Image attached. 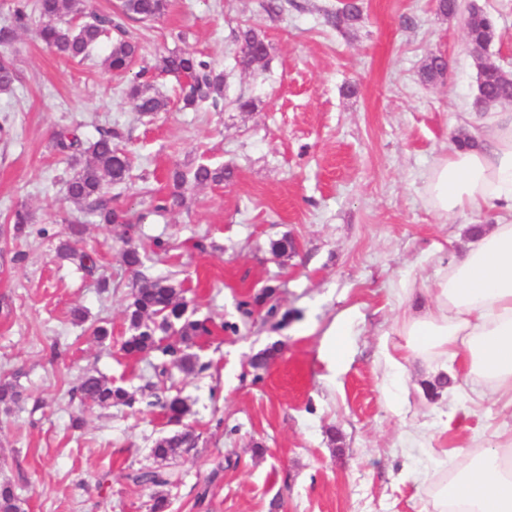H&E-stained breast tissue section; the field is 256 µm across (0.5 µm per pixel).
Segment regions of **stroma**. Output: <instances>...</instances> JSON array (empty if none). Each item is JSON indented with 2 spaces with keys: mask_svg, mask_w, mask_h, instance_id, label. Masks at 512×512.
Masks as SVG:
<instances>
[{
  "mask_svg": "<svg viewBox=\"0 0 512 512\" xmlns=\"http://www.w3.org/2000/svg\"><path fill=\"white\" fill-rule=\"evenodd\" d=\"M358 2L360 20L340 30L324 13L342 0H288L274 19L260 0H169L159 20L128 21L146 59L195 50L223 70L220 112L181 108L179 77L163 74L155 87L168 110L140 115L130 76L67 60L31 31L0 49L18 72L13 93L0 95V381L22 392L0 410V484L14 486L23 512H149L154 488L128 474L160 465L154 443L177 428L197 445L161 464L179 479L163 489L167 512H421L446 451L485 447L512 425V408L464 380L427 392L414 364L390 392L385 360L409 305L402 289L430 287L466 250L469 225L497 220L492 209L437 216L425 176L480 115L479 63L512 71V0H457L451 16L439 0ZM472 4L496 21L479 56L464 29ZM244 25L270 45L247 70L231 40ZM431 53L448 70L426 83ZM241 95L254 111H239ZM67 126L87 143L120 127L131 157L130 180L112 193L138 233L127 242L120 225L90 221L83 237L111 282L105 292L56 254L54 233L72 210L69 161L52 139ZM200 164L234 177L187 185L182 206L154 212L169 172ZM20 205L49 236L13 238L8 218ZM284 238L287 252L273 253ZM129 243L150 276L181 282L197 317L217 327L192 348L207 370L174 367L163 384L190 408L177 427L141 402L88 411L73 394L89 372L137 395L152 378L149 358L121 348L135 281L120 261ZM76 308L87 322H73ZM341 318L351 334L333 372L322 343ZM99 321L112 330L103 342L90 329ZM268 349V365L253 369Z\"/></svg>",
  "mask_w": 512,
  "mask_h": 512,
  "instance_id": "1",
  "label": "stroma"
}]
</instances>
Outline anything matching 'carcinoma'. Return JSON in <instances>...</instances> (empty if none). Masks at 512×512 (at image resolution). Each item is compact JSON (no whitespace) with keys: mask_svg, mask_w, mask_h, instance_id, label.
Wrapping results in <instances>:
<instances>
[{"mask_svg":"<svg viewBox=\"0 0 512 512\" xmlns=\"http://www.w3.org/2000/svg\"><path fill=\"white\" fill-rule=\"evenodd\" d=\"M168 0H121L117 11L98 13L88 11V0H15L10 22L0 25V46L11 45L22 31L36 30L39 40L50 50L66 59L83 62L89 59L96 46L107 44L103 64L107 70L122 74L127 72L138 53V42L126 28L124 19L152 22L163 16ZM79 16L85 21L78 25L63 22L65 16ZM361 6L356 0H348L336 12L327 14V22L340 29L360 19ZM495 35V22L483 9L472 5L467 10L466 36L474 50L488 45ZM233 41L240 46L239 64L244 69L264 61L270 52L269 43L261 31L253 26L240 27L232 32ZM152 69L162 73H174L185 78L180 88L183 107L208 108L218 111L224 108V73L215 69L203 57L183 51L161 57ZM445 57L430 54L420 69L425 82H434L446 74ZM148 69L142 68L136 81L130 85L129 96L137 112L150 115L166 110L167 99L160 95L149 81L144 79ZM18 76L13 64L0 58V93H10ZM512 98V73L500 67H481L477 84V102L491 106ZM123 133L117 127L98 131V138L84 145L74 132L60 131L54 139L56 150L68 157L73 173L64 181L65 200L76 212L96 219L99 224H119L123 238L131 241L136 225L130 222L127 212L112 204L111 189L126 182L130 173V160L119 147ZM233 177L230 167L213 168L206 164L197 166L191 176L178 169L171 172L173 191L159 199L153 206L157 212L167 211L183 203L187 182L195 185L218 184ZM13 235L16 238L30 234L34 223L29 210L20 206L10 215ZM57 255L82 268L87 275L98 272V261L83 246V225L76 221L57 233ZM121 262L136 277L127 299L124 315L132 331L123 350L131 354H157L160 363L153 365L157 378L169 374V368L177 367L192 373L205 370L185 352L194 339L209 333L206 322L187 316L188 302L183 297V285L168 278L150 277L143 272L145 257L136 247L129 246L121 253ZM75 392L83 405L109 408L113 405L132 406L133 395L122 386H116L102 376L85 375ZM22 397L21 391L11 382L0 381V404L9 407ZM169 422L178 424L189 411L188 405L178 395L162 403ZM195 447V437L189 431L176 432L155 442L154 456L162 461L179 452ZM128 478L140 485L164 487L174 483L172 476L159 469L136 470ZM0 512H21L19 499L8 485H0Z\"/></svg>","mask_w":512,"mask_h":512,"instance_id":"1","label":"carcinoma"}]
</instances>
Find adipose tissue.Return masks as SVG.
Returning a JSON list of instances; mask_svg holds the SVG:
<instances>
[{"label":"adipose tissue","mask_w":512,"mask_h":512,"mask_svg":"<svg viewBox=\"0 0 512 512\" xmlns=\"http://www.w3.org/2000/svg\"><path fill=\"white\" fill-rule=\"evenodd\" d=\"M468 133L472 147L451 150L430 168L427 203L444 217L487 207L503 215L439 271L424 311L408 308L397 318L388 376L397 380L415 358L456 362L467 381L512 408V113H486ZM443 469L422 512H512V448H456Z\"/></svg>","instance_id":"adipose-tissue-1"}]
</instances>
